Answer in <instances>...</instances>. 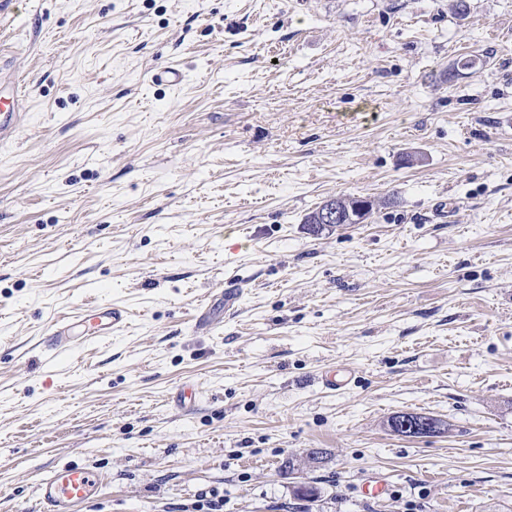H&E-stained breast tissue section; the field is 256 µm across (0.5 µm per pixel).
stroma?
<instances>
[{"label": "stroma", "mask_w": 512, "mask_h": 512, "mask_svg": "<svg viewBox=\"0 0 512 512\" xmlns=\"http://www.w3.org/2000/svg\"><path fill=\"white\" fill-rule=\"evenodd\" d=\"M0 72V512L74 459L80 512H512V0H17ZM91 299L126 330L46 364ZM6 82L7 86L1 89L0 81V142L17 135L23 116V89L16 80ZM336 199L343 213L349 217V222L347 224H362L364 221L369 219L372 214L373 203L369 200L367 201L364 200V198L355 196L336 197ZM336 199L330 200L325 204V207L320 210L315 224L312 222L320 207H317L314 211L306 215L304 219L305 224H311L315 230L335 224L336 226H340L342 222V214L341 209L336 204ZM364 202L368 203L369 209L365 213H361V205ZM400 418H403V420H406L409 422V424H412V421L422 420V419H428L431 420L433 423L437 425L436 433L435 434H441L448 432L449 425L444 422L441 419H438L431 415L421 414V413H414V412H399L393 415L389 420V427L392 429L393 432L397 433L398 435L405 436V437H413L412 435H408L405 432H403L401 429H399Z\"/></svg>", "instance_id": "stroma-1"}]
</instances>
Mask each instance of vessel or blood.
Masks as SVG:
<instances>
[{"instance_id":"vessel-or-blood-1","label":"vessel or blood","mask_w":512,"mask_h":512,"mask_svg":"<svg viewBox=\"0 0 512 512\" xmlns=\"http://www.w3.org/2000/svg\"><path fill=\"white\" fill-rule=\"evenodd\" d=\"M23 89L17 81L0 88V142L12 140L20 130L23 116ZM126 310L97 301L87 303L78 313L61 317L48 329L44 341L46 358L65 350L80 349L124 330ZM105 477L80 461L52 469L37 486V500L43 512H78L96 498Z\"/></svg>"}]
</instances>
